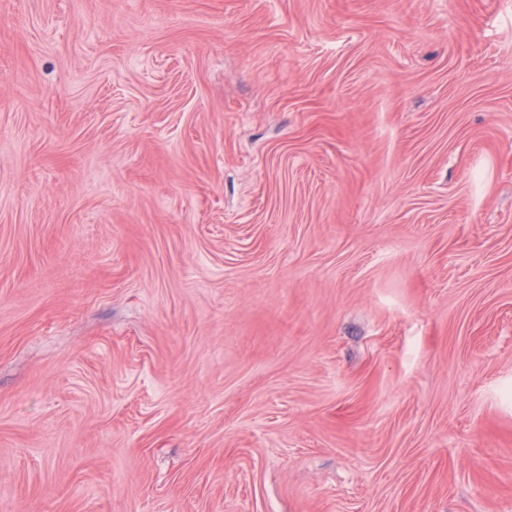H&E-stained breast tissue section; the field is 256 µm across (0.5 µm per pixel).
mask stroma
Returning <instances> with one entry per match:
<instances>
[{"label": "stroma", "instance_id": "35a3bbf8", "mask_svg": "<svg viewBox=\"0 0 512 512\" xmlns=\"http://www.w3.org/2000/svg\"><path fill=\"white\" fill-rule=\"evenodd\" d=\"M0 512H512V0H0Z\"/></svg>", "mask_w": 512, "mask_h": 512}]
</instances>
